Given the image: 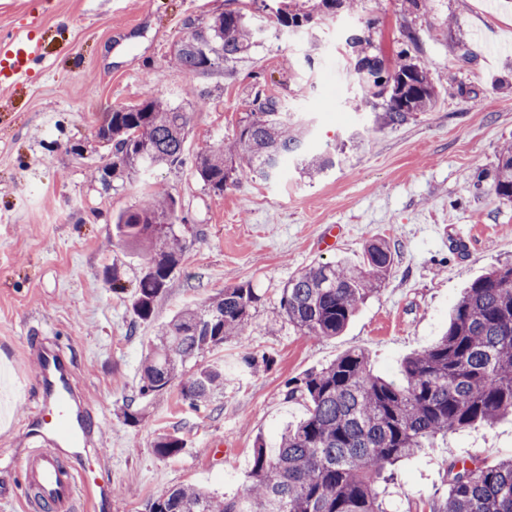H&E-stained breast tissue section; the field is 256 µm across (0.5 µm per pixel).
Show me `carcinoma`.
Masks as SVG:
<instances>
[{
  "mask_svg": "<svg viewBox=\"0 0 512 512\" xmlns=\"http://www.w3.org/2000/svg\"><path fill=\"white\" fill-rule=\"evenodd\" d=\"M275 18L292 30L307 26L311 12L280 0ZM373 23L348 35L343 44L348 68L364 83L372 104L383 109L385 126H400L431 112L436 94L417 64H391L372 51ZM195 26L171 47V60L190 80L244 55L256 30L240 10L224 12V22L202 38ZM188 113L158 98L117 107L104 117L97 137L110 144L112 169H98L104 188L137 166L181 165L185 161ZM293 160L310 176L334 163L331 152L306 149L303 125L278 102L256 95L229 152L216 146L195 157L194 170L215 193L243 178L269 180ZM487 178L495 196L512 202V143L501 146ZM177 200L148 198L115 218L117 233L145 248L147 270L139 279L132 309L150 318L181 260L185 240L176 224ZM394 262L391 245L365 246L362 261L321 262L299 272L282 289V315L306 336L341 333L367 298L380 291ZM260 301L252 288H226L202 309H183L161 325L151 357L141 369L138 391L126 403L125 420L139 421L135 403L166 393L181 377L179 397L199 408L223 392L229 380L215 361L188 373L187 362L242 334ZM286 398L300 400L305 416L287 426L276 448L257 441L244 492L226 498L196 486L170 488L150 512H389L387 486L404 460L434 447L437 439L461 429L495 425L512 417V263L476 278L452 306L448 327L430 346L401 363V379L375 374L361 349L327 366L288 380ZM185 447L175 434L155 443L163 456ZM447 489L434 494L429 512H512V457L488 468L463 458L449 461Z\"/></svg>",
  "mask_w": 512,
  "mask_h": 512,
  "instance_id": "1",
  "label": "carcinoma"
}]
</instances>
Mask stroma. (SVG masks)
Listing matches in <instances>:
<instances>
[{
	"label": "stroma",
	"mask_w": 512,
	"mask_h": 512,
	"mask_svg": "<svg viewBox=\"0 0 512 512\" xmlns=\"http://www.w3.org/2000/svg\"><path fill=\"white\" fill-rule=\"evenodd\" d=\"M242 7L257 31L248 53L188 81L170 59L185 23ZM275 8V0H0V32L43 45L28 77L0 80V450L19 447L35 401L31 342L58 343L100 421L98 449L83 460L110 479L111 501L99 512H149L157 492L180 485L242 492L257 439L274 442L305 413L285 397L289 379L359 348L375 371L398 378L401 360L440 336L463 289L512 263V203L481 179L512 141V0H429L415 17L404 0H359L355 11L297 31L277 24ZM368 19L374 48L394 63L408 54L427 71L433 111L382 126L362 83L336 64L337 42ZM258 88L307 126L309 151L343 143L346 152L321 174L291 162L275 179L243 180L220 195L187 166L136 170L102 189L95 171L109 148L96 133L113 108L151 97L184 108L192 156L232 143ZM157 193L180 201L186 249L152 319L141 321L132 302L144 252L118 239L112 219ZM331 225L340 234L327 247ZM374 238L394 248L392 271L346 329L315 339L288 324L280 309L288 280L317 262H360ZM114 268L118 292L107 277ZM238 285L260 296L247 329L197 359L223 358L231 374L223 395L194 411L174 386L127 423L124 400L159 325ZM246 354L257 364L238 371ZM174 431L183 451L159 455L155 441ZM457 456L484 467L512 456V420L457 432L401 463L392 512H429Z\"/></svg>",
	"instance_id": "1"
}]
</instances>
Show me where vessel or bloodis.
I'll return each instance as SVG.
<instances>
[{"label": "vessel or blood", "mask_w": 512, "mask_h": 512, "mask_svg": "<svg viewBox=\"0 0 512 512\" xmlns=\"http://www.w3.org/2000/svg\"><path fill=\"white\" fill-rule=\"evenodd\" d=\"M42 56L40 41L0 34V73L22 78ZM35 359L38 404L21 429L27 450L11 459L22 480L23 508L25 512H97L108 494L107 480L94 468L72 466L96 444V416L83 402L72 364L59 349L42 347Z\"/></svg>", "instance_id": "1"}]
</instances>
